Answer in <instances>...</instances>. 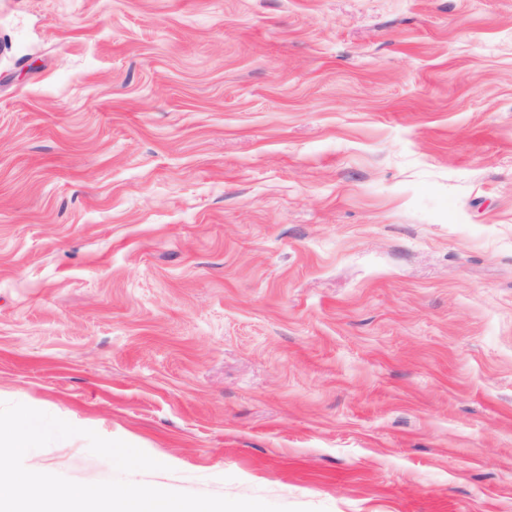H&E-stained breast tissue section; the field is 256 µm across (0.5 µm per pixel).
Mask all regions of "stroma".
I'll return each mask as SVG.
<instances>
[{
    "label": "stroma",
    "mask_w": 512,
    "mask_h": 512,
    "mask_svg": "<svg viewBox=\"0 0 512 512\" xmlns=\"http://www.w3.org/2000/svg\"><path fill=\"white\" fill-rule=\"evenodd\" d=\"M0 402L158 488L512 512V0H0Z\"/></svg>",
    "instance_id": "35a3bbf8"
}]
</instances>
